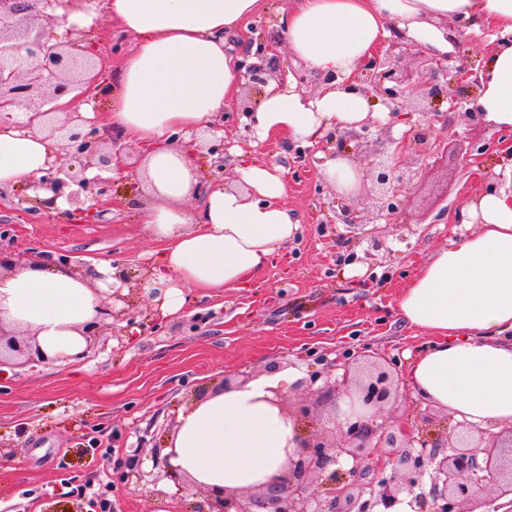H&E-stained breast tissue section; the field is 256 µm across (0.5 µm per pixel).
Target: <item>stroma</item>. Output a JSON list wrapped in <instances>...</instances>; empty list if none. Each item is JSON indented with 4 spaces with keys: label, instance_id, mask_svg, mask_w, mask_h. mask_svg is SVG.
<instances>
[{
    "label": "stroma",
    "instance_id": "stroma-1",
    "mask_svg": "<svg viewBox=\"0 0 512 512\" xmlns=\"http://www.w3.org/2000/svg\"><path fill=\"white\" fill-rule=\"evenodd\" d=\"M290 0H264L246 31L228 40L231 53L254 56L268 79L292 77L312 95L321 75L295 65L278 27ZM90 37L119 72L132 40L112 24L104 0L97 4ZM457 55L480 70L492 52L486 27L461 34ZM264 43L265 53L251 47ZM391 35L379 50L415 91L402 116L367 130L340 131L314 146L283 139L257 141L235 106L214 117L193 157L200 187L231 185L242 159L282 167L285 203L300 220L296 237L250 290H190L182 312L163 314L138 280L162 248L141 224L139 209L150 198L143 173L146 148L121 142L125 166L112 178V209L104 222L68 219L30 209L27 187H12L0 200V249L17 264L45 255L71 266L109 261L128 277L126 320L102 324L81 358L0 365V512H91L90 491H110L112 512H194L205 496L195 485L178 487L154 463L157 447L169 445L180 415L224 379L252 382L271 366L294 374L286 404H307L305 433H318L329 412L311 377L339 380L352 360L372 361L398 382V395L380 411L379 423L420 428L425 417H443L448 434L455 417L413 390L407 370L426 339L396 310L401 288L416 265L436 249L461 242L467 230L454 216L477 190L499 186V167L512 163V133L472 115V98L449 103L430 97L425 85L448 86L455 68L432 72L426 54L404 53ZM438 113L427 155L402 153L403 170L425 168L402 194L398 214L377 210L376 188L361 174L350 194L338 193L323 174L338 151L351 163L371 153L391 154L412 138L421 112Z\"/></svg>",
    "mask_w": 512,
    "mask_h": 512
}]
</instances>
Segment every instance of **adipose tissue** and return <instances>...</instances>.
Returning a JSON list of instances; mask_svg holds the SVG:
<instances>
[{"label":"adipose tissue","instance_id":"adipose-tissue-1","mask_svg":"<svg viewBox=\"0 0 512 512\" xmlns=\"http://www.w3.org/2000/svg\"><path fill=\"white\" fill-rule=\"evenodd\" d=\"M262 0H108L112 20L135 43L116 82H105L108 124L131 141L150 143L146 177L155 204L142 210L146 231L163 242L147 286L163 314L187 304L190 288H239L292 239L295 213L279 167L255 162L236 170L237 187L208 189L195 211L191 152L170 135L208 127L235 97L241 76L225 35L239 31ZM476 19L493 26L498 44L481 75L476 107L498 129L512 130V0H293L281 19L293 57L325 80L315 96L294 82L269 81L254 114L259 139L285 137L307 145L334 130L374 119L354 75L391 31L441 56L453 51L444 23ZM23 108L0 112V186L41 176L52 143L28 128ZM456 223L475 225L462 244L434 252L403 287L401 319L431 337L411 362L410 383L422 399L468 424L512 426V191L472 195ZM112 265L83 270L49 258L0 271V325L22 329L50 359L75 358L98 315L103 292L120 286ZM278 373L199 402L180 418L172 463L199 486L259 487L287 465L292 421L270 404L272 389L289 387Z\"/></svg>","mask_w":512,"mask_h":512}]
</instances>
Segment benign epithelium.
I'll use <instances>...</instances> for the list:
<instances>
[{"label": "benign epithelium", "mask_w": 512, "mask_h": 512, "mask_svg": "<svg viewBox=\"0 0 512 512\" xmlns=\"http://www.w3.org/2000/svg\"><path fill=\"white\" fill-rule=\"evenodd\" d=\"M77 0H0V108L23 107L33 115L28 127H39L46 138L57 142L55 161L33 186L59 195L72 184L80 187L95 201L93 217L104 220L108 213L110 182L99 176L89 179L87 169H111L120 150H105L116 145L112 133L87 125L78 112L58 118L56 101L63 95L83 89H94L104 58L92 42L73 52L72 43H50L35 30L36 21L52 18L58 7L66 10ZM367 82L386 97L389 112H399L413 88L401 86L396 71L385 60L373 59L365 67ZM425 128L413 136V149L427 153L428 132L437 114L422 113ZM74 153L84 158L82 168L75 169L65 159ZM373 178L381 186L379 211L389 216L401 204L406 177L388 159L371 164ZM124 300L122 289L114 288L106 295L100 309V320H120L124 310L114 302ZM9 350L29 360L47 361L38 350L16 336H8L0 328V354ZM332 412L331 437L320 434L295 433V449L286 470L275 480L256 489L207 490L206 506L197 512H396L404 492L413 490L424 477H429V496L414 495L416 512H487V503L479 492L487 487L497 490L506 502L498 508H512V427L492 433L481 427L466 426L455 440L439 443L404 428L394 429L376 423L382 407L396 397L397 388L391 374L375 366L343 388L336 382H325L318 388ZM272 402L282 414L297 421L309 416L307 404L288 409L281 393L273 390ZM346 456L351 467L343 477L328 484L320 496L310 493L309 478ZM171 455L156 449L155 464L174 481L186 478L170 463Z\"/></svg>", "instance_id": "benign-epithelium-1"}]
</instances>
